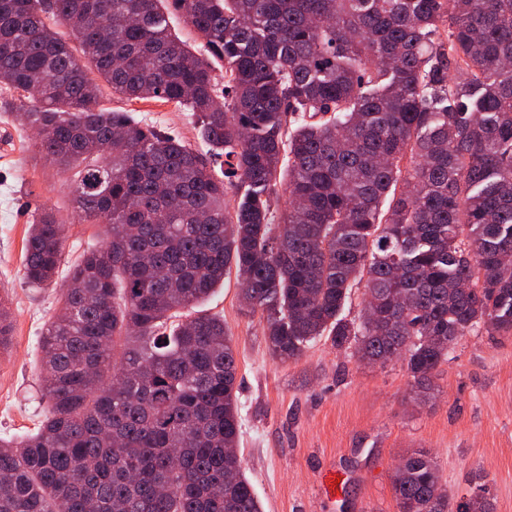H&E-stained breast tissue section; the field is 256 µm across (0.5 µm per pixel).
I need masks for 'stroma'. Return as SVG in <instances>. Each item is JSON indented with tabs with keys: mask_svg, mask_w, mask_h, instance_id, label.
<instances>
[{
	"mask_svg": "<svg viewBox=\"0 0 512 512\" xmlns=\"http://www.w3.org/2000/svg\"><path fill=\"white\" fill-rule=\"evenodd\" d=\"M103 109L131 113L201 148L192 113L159 100L127 101L104 90ZM0 104V294L14 312L0 354V436L25 433L42 419L39 339L59 290L22 280L24 245L35 212L66 225V261L99 245L98 227L79 221L66 175L44 164L30 129ZM236 278L201 303L234 339L241 431L238 451L263 512H397L392 482L407 452L427 449L443 484L465 495L487 488L489 512H512V337L459 340L433 380L415 395L404 363L363 361L318 339L299 358L268 349L264 323L243 308Z\"/></svg>",
	"mask_w": 512,
	"mask_h": 512,
	"instance_id": "1",
	"label": "stroma"
}]
</instances>
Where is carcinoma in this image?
I'll return each mask as SVG.
<instances>
[{
  "mask_svg": "<svg viewBox=\"0 0 512 512\" xmlns=\"http://www.w3.org/2000/svg\"><path fill=\"white\" fill-rule=\"evenodd\" d=\"M163 3L0 0V98L103 227L40 337L43 419L0 438V512H262L233 338L197 310L232 272L275 357L327 336L402 359L418 396L462 337L512 335V0H173L197 52ZM104 85L194 113L224 169L103 110ZM64 248L33 216L24 283L57 284ZM12 331L0 296V351ZM393 491L397 512H485L423 448ZM165 12L169 21V29L172 35L186 42L192 49L198 51L201 47L200 40L192 28L185 22L181 13L174 10L171 4H164Z\"/></svg>",
  "mask_w": 512,
  "mask_h": 512,
  "instance_id": "cac0c4a2",
  "label": "carcinoma"
}]
</instances>
